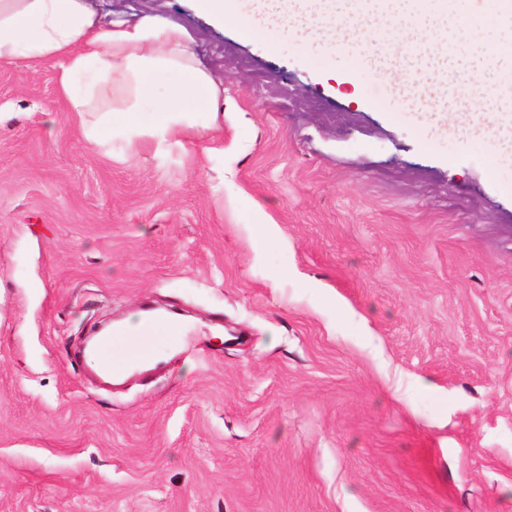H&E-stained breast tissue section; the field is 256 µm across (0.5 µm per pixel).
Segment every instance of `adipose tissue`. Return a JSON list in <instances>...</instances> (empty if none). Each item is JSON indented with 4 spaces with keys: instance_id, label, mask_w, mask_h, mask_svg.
I'll use <instances>...</instances> for the list:
<instances>
[{
    "instance_id": "obj_1",
    "label": "adipose tissue",
    "mask_w": 512,
    "mask_h": 512,
    "mask_svg": "<svg viewBox=\"0 0 512 512\" xmlns=\"http://www.w3.org/2000/svg\"><path fill=\"white\" fill-rule=\"evenodd\" d=\"M218 21L275 43L286 36L305 42L324 40L349 45L369 34L388 35L385 48L363 56V76L389 80L393 100L405 108L428 98V75L447 77V51H426L423 41L448 25L462 23L454 0H385V8L359 6L357 0H198ZM399 16L402 30L387 20ZM403 43L414 53L394 52ZM194 39L178 22L161 16L130 15L105 21L90 0H0V66L52 61L57 91L85 143L102 146L120 139L143 140L163 152L185 134L207 138L217 126L214 104L222 77L201 67ZM177 81L167 95L144 107L153 81L166 75ZM460 139L494 137L501 151H512V118L475 111L470 94L450 97L431 115Z\"/></svg>"
}]
</instances>
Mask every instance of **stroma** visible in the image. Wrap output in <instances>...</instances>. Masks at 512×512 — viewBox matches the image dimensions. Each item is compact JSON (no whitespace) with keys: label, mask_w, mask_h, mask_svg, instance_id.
Here are the masks:
<instances>
[{"label":"stroma","mask_w":512,"mask_h":512,"mask_svg":"<svg viewBox=\"0 0 512 512\" xmlns=\"http://www.w3.org/2000/svg\"><path fill=\"white\" fill-rule=\"evenodd\" d=\"M94 2L180 22L224 122L95 148L53 63L0 67V512H512V153L352 83L374 39ZM148 304L194 347L103 382L87 337Z\"/></svg>","instance_id":"1"}]
</instances>
